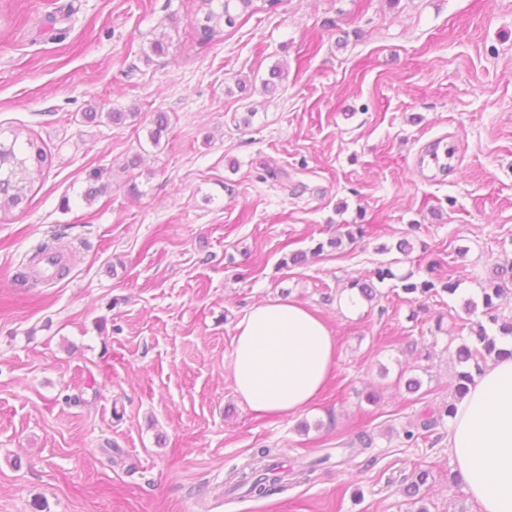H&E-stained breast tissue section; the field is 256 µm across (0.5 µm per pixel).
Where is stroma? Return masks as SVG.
I'll return each mask as SVG.
<instances>
[{
  "mask_svg": "<svg viewBox=\"0 0 512 512\" xmlns=\"http://www.w3.org/2000/svg\"><path fill=\"white\" fill-rule=\"evenodd\" d=\"M196 11L0 0V130L51 154L0 211V512H406L417 469L428 512H477L447 425L400 433L452 400L448 344L482 319L464 302L512 263V0H280L205 48ZM162 31L169 56L145 61ZM277 63L287 77L264 93ZM92 107L130 118L91 123ZM439 140L455 148L445 173L421 161ZM344 224L361 231L330 247ZM57 233L69 274L16 281ZM422 257L455 294L413 301L387 280L340 307L353 280ZM288 299L330 327L337 366L307 411L263 415L234 394L232 338L253 306ZM360 430L375 444L348 454ZM257 448L292 475L262 499L229 482Z\"/></svg>",
  "mask_w": 512,
  "mask_h": 512,
  "instance_id": "1",
  "label": "stroma"
}]
</instances>
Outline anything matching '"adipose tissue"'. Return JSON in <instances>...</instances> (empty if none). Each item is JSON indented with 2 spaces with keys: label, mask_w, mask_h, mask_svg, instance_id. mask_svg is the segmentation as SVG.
<instances>
[{
  "label": "adipose tissue",
  "mask_w": 512,
  "mask_h": 512,
  "mask_svg": "<svg viewBox=\"0 0 512 512\" xmlns=\"http://www.w3.org/2000/svg\"><path fill=\"white\" fill-rule=\"evenodd\" d=\"M336 338L303 305L270 301L236 325L237 397L266 415L306 411L336 368ZM448 446L478 512H512V357L491 363L448 420Z\"/></svg>",
  "instance_id": "obj_1"
}]
</instances>
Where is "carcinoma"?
Wrapping results in <instances>:
<instances>
[{
    "instance_id": "obj_1",
    "label": "carcinoma",
    "mask_w": 512,
    "mask_h": 512,
    "mask_svg": "<svg viewBox=\"0 0 512 512\" xmlns=\"http://www.w3.org/2000/svg\"><path fill=\"white\" fill-rule=\"evenodd\" d=\"M279 0H199L198 11L202 13L195 25L196 40L199 45L207 46L224 40L225 28H233L236 21L241 17L253 16L264 9L278 3ZM170 40L166 35H161L149 42L148 51L144 52L146 60L152 57H166L169 55ZM283 80V70L275 65L269 69L268 77L261 79L262 90L266 93H273ZM106 117L112 124H121L129 118L138 116L136 112H107L101 114L96 110L85 113V117L94 120ZM152 126L148 128V138L155 146L160 144L163 134L169 126L168 115L164 112H156L151 120ZM48 163L46 149L34 138L27 137L25 142H19V135L12 134V137L0 139V205L16 206L26 198V191L29 180V167L36 166L43 168ZM375 276L383 282L387 279L396 280L401 284L403 293L413 298L427 297L442 290L450 295L457 291V283L448 280L436 288V283L431 279H417L415 273L409 270L403 274H396L393 270V263L380 266L375 271ZM512 283V264L501 268V271L490 280L486 288L482 289L481 303L468 300L464 303L465 311L471 313L478 306H483V316L488 319L489 325L495 327L498 333L488 331L483 323H477L474 330L476 344H460L455 350L457 362L463 366V370L457 374L455 385V396L461 398L469 390V385L474 381V375L483 372L487 364V358L500 359L512 356V348H502L499 345L498 336L512 337V316L503 318L499 315L502 301L507 299L512 290L506 287V282ZM455 406L452 402H445L435 411L419 417L415 426L403 429V439L408 444L418 441L419 437L434 429L444 422L454 412ZM373 445V437L361 430L357 432L347 447L353 453H360ZM270 467H252L248 472H242L239 484L248 487L247 493L263 498L270 496L280 490L281 478L270 477Z\"/></svg>"
}]
</instances>
